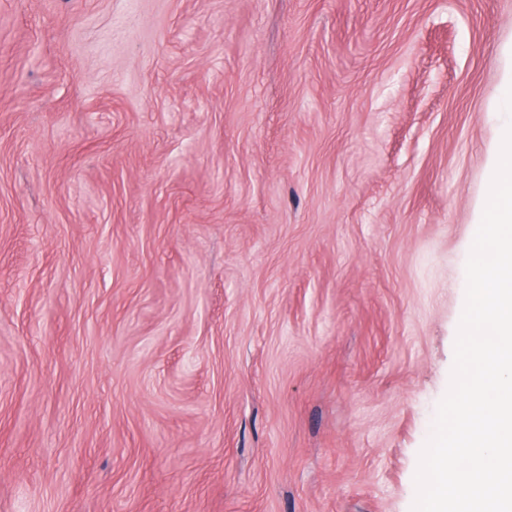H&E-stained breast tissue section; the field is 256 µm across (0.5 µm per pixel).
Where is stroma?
Instances as JSON below:
<instances>
[{
	"label": "stroma",
	"mask_w": 512,
	"mask_h": 512,
	"mask_svg": "<svg viewBox=\"0 0 512 512\" xmlns=\"http://www.w3.org/2000/svg\"><path fill=\"white\" fill-rule=\"evenodd\" d=\"M510 46L512 0H0V512H411Z\"/></svg>",
	"instance_id": "stroma-1"
}]
</instances>
